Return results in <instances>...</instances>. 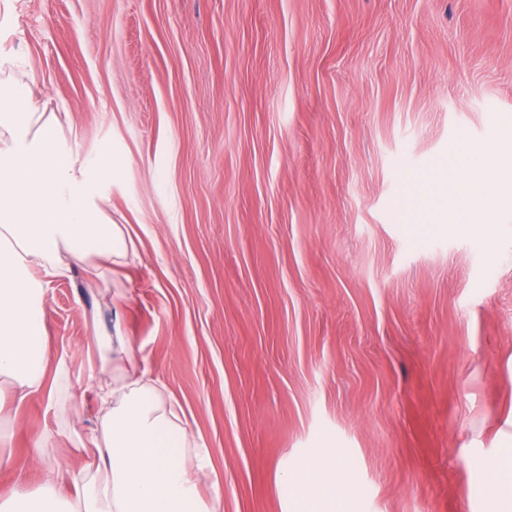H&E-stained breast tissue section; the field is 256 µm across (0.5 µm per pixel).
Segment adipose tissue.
<instances>
[{
	"mask_svg": "<svg viewBox=\"0 0 512 512\" xmlns=\"http://www.w3.org/2000/svg\"><path fill=\"white\" fill-rule=\"evenodd\" d=\"M6 96L9 105L0 109V379L22 401L40 390L48 367L66 371L65 359H53L49 347L50 285L78 267L103 277L135 244L127 228L99 220L94 207L88 170L110 174L111 158L89 166L74 157L58 121L36 112L34 85L13 87ZM493 184L512 188V160L485 152L453 180L439 222L458 224L475 214ZM86 347L98 355L95 370L108 378L94 390L101 409L94 469L61 470L49 460V437H41L32 444L40 487L16 484L0 500V512H218L220 493L207 499L197 488L210 466L208 450L191 446L133 348L123 336L97 331ZM66 479L75 497L58 493Z\"/></svg>",
	"mask_w": 512,
	"mask_h": 512,
	"instance_id": "adipose-tissue-1",
	"label": "adipose tissue"
}]
</instances>
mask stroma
Returning <instances> with one entry per match:
<instances>
[{"label": "stroma", "instance_id": "35a3bbf8", "mask_svg": "<svg viewBox=\"0 0 512 512\" xmlns=\"http://www.w3.org/2000/svg\"><path fill=\"white\" fill-rule=\"evenodd\" d=\"M37 79L137 255L53 283L48 370L0 381V496L32 441L93 462V329L120 328L203 442L220 512H512V191L437 221L512 133V0H0V82ZM76 436L57 435L60 405ZM340 475L336 463L331 459L320 461L313 467V475L310 485L314 489L325 493H334L331 499H335L336 485L339 484Z\"/></svg>", "mask_w": 512, "mask_h": 512}]
</instances>
